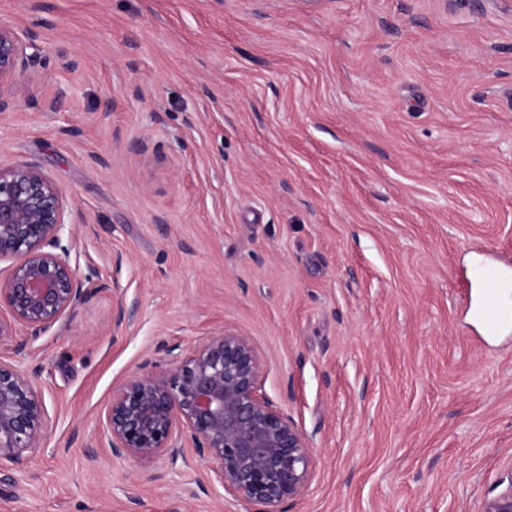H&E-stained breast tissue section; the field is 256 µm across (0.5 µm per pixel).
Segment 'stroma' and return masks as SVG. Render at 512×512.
I'll list each match as a JSON object with an SVG mask.
<instances>
[{
	"label": "stroma",
	"instance_id": "35a3bbf8",
	"mask_svg": "<svg viewBox=\"0 0 512 512\" xmlns=\"http://www.w3.org/2000/svg\"><path fill=\"white\" fill-rule=\"evenodd\" d=\"M38 31L0 165L79 215L94 290L21 355L46 439L0 512H257L165 460L112 456L113 386L160 342L245 334L315 476L284 512H478L512 468V12L489 0H0ZM60 97L57 109L45 100ZM122 255V265L112 263ZM123 299L132 320L112 324ZM476 275L486 287L482 308L485 323L489 329H498L503 326L509 316L500 301L501 291L504 288V275L486 264L476 267Z\"/></svg>",
	"mask_w": 512,
	"mask_h": 512
}]
</instances>
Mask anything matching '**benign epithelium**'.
<instances>
[{
    "label": "benign epithelium",
    "instance_id": "1",
    "mask_svg": "<svg viewBox=\"0 0 512 512\" xmlns=\"http://www.w3.org/2000/svg\"><path fill=\"white\" fill-rule=\"evenodd\" d=\"M32 49L34 53L27 54ZM40 54L37 33L0 26V112L24 90L29 59ZM62 194L37 166H0V342L20 354L60 323L89 292L97 273L82 275L62 244L68 231ZM160 349L172 366L143 370L113 390L99 433L113 456L149 463L165 457L188 463L187 451L207 464L233 500L282 512L313 476L303 432L261 392V358L249 337L216 333L185 352ZM45 406L36 373L0 356V466L22 465L45 437ZM507 489L481 512H512Z\"/></svg>",
    "mask_w": 512,
    "mask_h": 512
}]
</instances>
